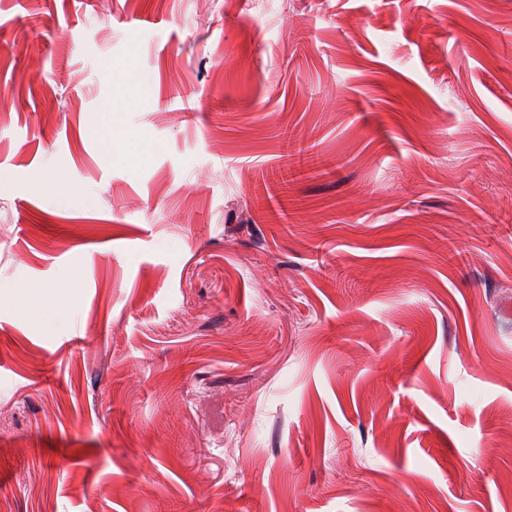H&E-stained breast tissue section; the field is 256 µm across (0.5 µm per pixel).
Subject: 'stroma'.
I'll return each mask as SVG.
<instances>
[{
    "instance_id": "1",
    "label": "stroma",
    "mask_w": 512,
    "mask_h": 512,
    "mask_svg": "<svg viewBox=\"0 0 512 512\" xmlns=\"http://www.w3.org/2000/svg\"><path fill=\"white\" fill-rule=\"evenodd\" d=\"M502 283L512 0H0V512H512ZM298 171L294 164L290 165L287 163L285 167L281 169V174L276 176L277 180L274 184L267 186L265 185V203L266 209L282 220L288 218V209L285 201L287 200L288 184L290 183V177H293ZM16 288L20 289L16 293L17 306L34 315L40 316V313L47 307H53L58 310H64L66 307L65 303L58 297H43L41 293L44 292V288H30L23 285Z\"/></svg>"
}]
</instances>
